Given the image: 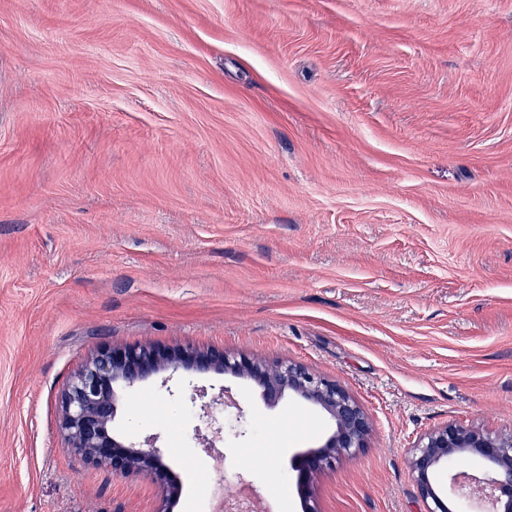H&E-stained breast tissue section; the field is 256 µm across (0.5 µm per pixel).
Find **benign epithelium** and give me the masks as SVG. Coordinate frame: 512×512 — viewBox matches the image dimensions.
I'll return each instance as SVG.
<instances>
[{
    "mask_svg": "<svg viewBox=\"0 0 512 512\" xmlns=\"http://www.w3.org/2000/svg\"><path fill=\"white\" fill-rule=\"evenodd\" d=\"M210 370L249 379L270 406L292 394L330 415L334 421L332 432L315 447L297 455L293 466L302 512H321L315 494L317 476L336 459L364 448L370 426L360 404L342 386L290 361L270 365L189 343L172 348L153 344L104 345L75 373L63 391L59 433L66 447L89 465L107 468L115 475H146L155 479L162 489L156 512H170L179 483L164 461L161 436L152 434L133 442L112 433V422L118 413L117 390L134 392L160 375L161 387L172 396L169 382L176 373ZM187 390L189 402L199 408V419L204 424L196 429L195 441L204 452L219 457L224 424L215 414L224 408V391L211 395L191 380ZM469 455L486 461L487 469L480 477L462 472L450 475L457 495L472 501L476 485L480 489L479 499L493 503L492 512H512V436H493L453 424L420 437L409 451L408 464L426 512H452V506L438 492L434 475L440 467Z\"/></svg>",
    "mask_w": 512,
    "mask_h": 512,
    "instance_id": "1",
    "label": "benign epithelium"
}]
</instances>
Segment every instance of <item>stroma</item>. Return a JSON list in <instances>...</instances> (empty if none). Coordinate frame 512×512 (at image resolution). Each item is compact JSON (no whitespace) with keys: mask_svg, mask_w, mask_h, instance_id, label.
<instances>
[{"mask_svg":"<svg viewBox=\"0 0 512 512\" xmlns=\"http://www.w3.org/2000/svg\"><path fill=\"white\" fill-rule=\"evenodd\" d=\"M104 342L336 381L370 432L322 512H424L421 436L512 434V0H0V512H155L58 432ZM193 381L238 402L222 461L159 383L112 424L160 434L172 512L207 481L301 512L325 411Z\"/></svg>","mask_w":512,"mask_h":512,"instance_id":"stroma-1","label":"stroma"}]
</instances>
